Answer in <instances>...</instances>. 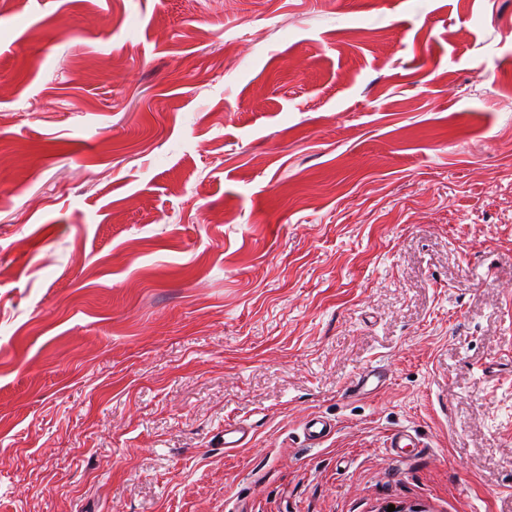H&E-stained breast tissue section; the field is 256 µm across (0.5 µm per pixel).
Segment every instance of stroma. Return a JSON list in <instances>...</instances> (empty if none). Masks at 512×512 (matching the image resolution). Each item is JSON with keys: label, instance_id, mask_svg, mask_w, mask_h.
Segmentation results:
<instances>
[{"label": "stroma", "instance_id": "stroma-1", "mask_svg": "<svg viewBox=\"0 0 512 512\" xmlns=\"http://www.w3.org/2000/svg\"><path fill=\"white\" fill-rule=\"evenodd\" d=\"M392 507L512 512V0L1 6L0 512ZM386 381L387 373L384 368L370 367L357 374L348 392L350 396L371 394L381 388ZM251 432V425L244 421L225 422L221 448H224L225 453L243 448L247 444Z\"/></svg>", "mask_w": 512, "mask_h": 512}]
</instances>
